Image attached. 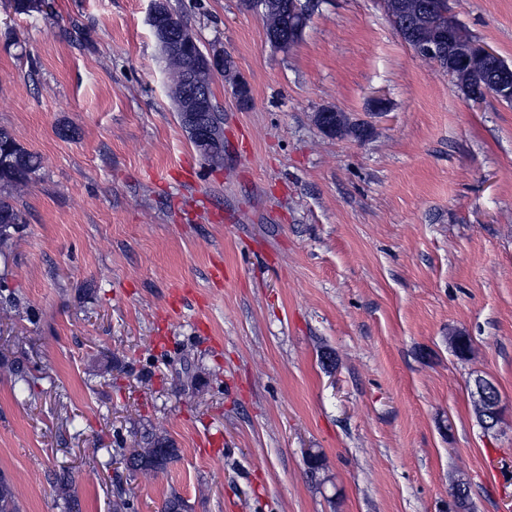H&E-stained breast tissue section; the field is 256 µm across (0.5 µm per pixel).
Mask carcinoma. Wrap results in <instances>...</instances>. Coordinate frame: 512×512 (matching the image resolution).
Instances as JSON below:
<instances>
[{
	"instance_id": "obj_1",
	"label": "carcinoma",
	"mask_w": 512,
	"mask_h": 512,
	"mask_svg": "<svg viewBox=\"0 0 512 512\" xmlns=\"http://www.w3.org/2000/svg\"><path fill=\"white\" fill-rule=\"evenodd\" d=\"M261 19L265 32L275 35L283 40L297 43L301 35L288 38V25H297L298 16L292 13L294 0H261ZM398 5L407 15V21L413 31L419 33L418 43H430L436 36L437 26L444 22L441 15L429 13L427 19L430 24L422 25L424 15L423 4L427 0H397ZM162 58L171 77L169 94L172 100H177L183 94L186 84L183 76L187 68L189 55L182 45L174 43L161 48ZM192 87L208 94L209 117L212 121L221 124L224 114L213 103L212 80L204 72L197 73V81ZM328 122L334 124L335 131L340 137H356L359 123L351 121L343 111L333 113ZM42 166L41 156L21 146L12 133L0 127V253L9 251L14 238L11 229L23 223V216L12 204L11 199L22 191ZM116 453L123 457L128 464L131 474L155 476L165 469L166 465L177 457V448L168 438L155 433L145 437L142 444L136 448H118ZM63 509L65 512H74L78 507L76 490L72 482L62 480L59 484ZM0 512H20V505L15 496L12 485L0 476Z\"/></svg>"
}]
</instances>
